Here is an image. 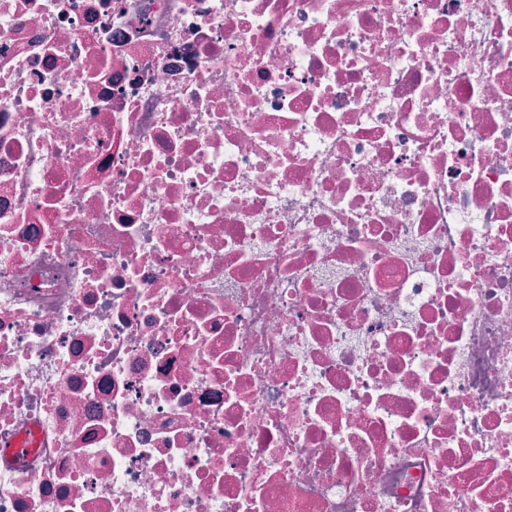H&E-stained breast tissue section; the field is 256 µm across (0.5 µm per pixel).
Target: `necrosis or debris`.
I'll use <instances>...</instances> for the list:
<instances>
[{"label":"necrosis or debris","instance_id":"1","mask_svg":"<svg viewBox=\"0 0 512 512\" xmlns=\"http://www.w3.org/2000/svg\"><path fill=\"white\" fill-rule=\"evenodd\" d=\"M0 512H512V0H0Z\"/></svg>","mask_w":512,"mask_h":512}]
</instances>
